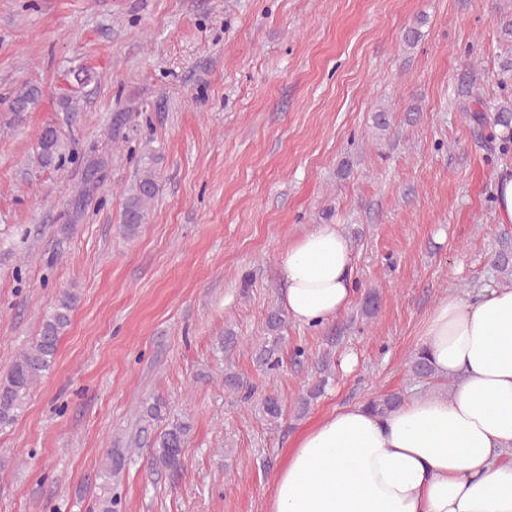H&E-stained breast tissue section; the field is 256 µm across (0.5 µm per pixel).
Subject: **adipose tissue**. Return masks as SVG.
Segmentation results:
<instances>
[{
    "mask_svg": "<svg viewBox=\"0 0 512 512\" xmlns=\"http://www.w3.org/2000/svg\"><path fill=\"white\" fill-rule=\"evenodd\" d=\"M277 263L295 323L325 325L354 303L355 252L338 225H313ZM417 350L452 388L385 417L334 408L297 436L266 512H512V288L441 297Z\"/></svg>",
    "mask_w": 512,
    "mask_h": 512,
    "instance_id": "adipose-tissue-1",
    "label": "adipose tissue"
}]
</instances>
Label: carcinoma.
I'll return each instance as SVG.
<instances>
[{
	"mask_svg": "<svg viewBox=\"0 0 512 512\" xmlns=\"http://www.w3.org/2000/svg\"><path fill=\"white\" fill-rule=\"evenodd\" d=\"M40 96L36 86H25L20 89L11 101V110L15 113L27 112ZM469 121L475 136L485 143L488 150L498 151L503 156L512 154V139L499 138L494 128L512 127V104L504 103L489 113L484 110H473ZM66 144L57 130L45 128L39 138L36 160L42 167H50L63 158ZM160 156L153 151H146L138 158L136 176L125 190L127 194L122 214V227L126 235L134 236L141 224L145 223L150 206L160 190ZM107 161L99 157L86 161L83 171L82 188L79 196L84 197L95 189L102 180ZM493 265L502 281V286L512 288V245L502 244L494 255ZM76 304L75 294L64 290L57 297L50 310L42 319L40 330L32 341L15 357L8 370L0 374V429L14 423L22 411L30 391L38 385L51 370L63 334L71 325V316ZM283 311L272 306L265 317V336L257 349V362L268 376L278 373L281 359L280 351L285 343ZM321 377L310 386L305 394L298 399V408L304 411L324 392L328 381V368L318 367ZM409 374L419 381L431 380L435 377V368L430 359L420 353L415 354L409 364ZM224 388L240 394V400L253 406L261 414L270 428L281 424L284 415L282 400L278 393L269 391L259 399H254L253 387L241 380L234 372L224 373ZM405 402L401 393H391L374 397L369 406L374 413L386 416L394 412ZM166 402L156 397L144 407L140 420H160ZM192 430L191 423L186 419H174L163 430L155 434L151 440L149 463L153 470L165 473L175 482L186 474L184 447ZM124 466V456L110 454L101 471V478L109 483L118 475Z\"/></svg>",
	"mask_w": 512,
	"mask_h": 512,
	"instance_id": "carcinoma-1",
	"label": "carcinoma"
}]
</instances>
